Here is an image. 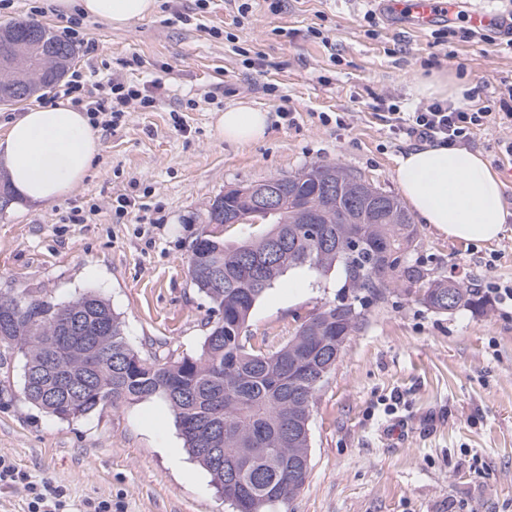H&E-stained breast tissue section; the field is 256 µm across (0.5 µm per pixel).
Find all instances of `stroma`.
<instances>
[{"instance_id": "stroma-1", "label": "stroma", "mask_w": 512, "mask_h": 512, "mask_svg": "<svg viewBox=\"0 0 512 512\" xmlns=\"http://www.w3.org/2000/svg\"><path fill=\"white\" fill-rule=\"evenodd\" d=\"M159 0L125 29L83 18L74 70L163 88L152 108L130 107L98 126L102 149L84 182L55 204L15 203L0 215V289L36 288L66 302L92 291L125 323L129 343L162 341L173 357L198 353L210 316L188 274L190 247L210 200L225 191L336 162L398 193L395 138L379 100L426 105L418 77L466 78L462 101L490 107L467 151L502 183L505 231L490 243L448 239L420 224L414 253L435 276L480 289L484 314L433 313L404 290L367 310L309 422L305 485L272 512H512V120L499 118L512 53L493 30L479 43L437 39L374 0ZM41 22L62 33L51 0H11L0 23ZM241 103L267 111L263 139L224 141L216 119ZM292 118H285L284 110ZM344 128H337L336 116ZM134 197L127 214L117 196ZM88 212L71 223L73 210ZM341 270H291L256 303L254 346L276 348L343 295ZM21 354L0 358V455L32 480L68 494L69 512L108 498L112 512H232L187 453L168 405L147 398L63 422L28 404Z\"/></svg>"}]
</instances>
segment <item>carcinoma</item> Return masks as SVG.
Listing matches in <instances>:
<instances>
[{
  "instance_id": "cac0c4a2",
  "label": "carcinoma",
  "mask_w": 512,
  "mask_h": 512,
  "mask_svg": "<svg viewBox=\"0 0 512 512\" xmlns=\"http://www.w3.org/2000/svg\"><path fill=\"white\" fill-rule=\"evenodd\" d=\"M27 42L34 57L55 59L40 75L52 85L56 65L68 71L75 49L50 28L27 19L4 24ZM288 183L276 223L257 240L237 246L204 231L190 248L189 274L209 299L216 319L208 320L200 350L166 360L132 348L124 324L94 292L58 302L31 289L0 291V341L25 357L24 370L42 371L44 343L58 364L28 386L24 399L58 420L47 394L58 379L71 380L69 398L80 417L106 406L159 397L170 407L188 454L224 493L226 477L239 487L235 512H271L292 497L309 476V421L317 394L365 322L368 299L385 302L391 288H403L437 314L448 313L450 278L433 276L413 262L419 229L400 199L362 181L337 163L312 165L283 176ZM303 200L324 213L320 224L301 223ZM226 218L240 219L232 196L221 198ZM308 267L327 273L340 268L343 295L306 319L288 343L269 351L255 348L248 319L258 300L288 271ZM222 273V287L213 283ZM455 310L481 314L487 298L458 283Z\"/></svg>"
}]
</instances>
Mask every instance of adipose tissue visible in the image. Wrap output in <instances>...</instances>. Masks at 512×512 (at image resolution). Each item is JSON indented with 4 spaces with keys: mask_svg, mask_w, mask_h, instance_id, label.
I'll use <instances>...</instances> for the list:
<instances>
[{
    "mask_svg": "<svg viewBox=\"0 0 512 512\" xmlns=\"http://www.w3.org/2000/svg\"><path fill=\"white\" fill-rule=\"evenodd\" d=\"M58 10L79 7L85 16L116 29L151 17L157 0H55ZM267 112L247 104L216 121L225 141L246 144L264 137ZM101 149L86 112L70 102L27 109L0 135V169L12 191L32 204L64 200L82 184ZM396 180L410 209L454 240L488 243L504 231L507 212L501 182L480 154L424 145L397 160Z\"/></svg>",
    "mask_w": 512,
    "mask_h": 512,
    "instance_id": "adipose-tissue-1",
    "label": "adipose tissue"
}]
</instances>
